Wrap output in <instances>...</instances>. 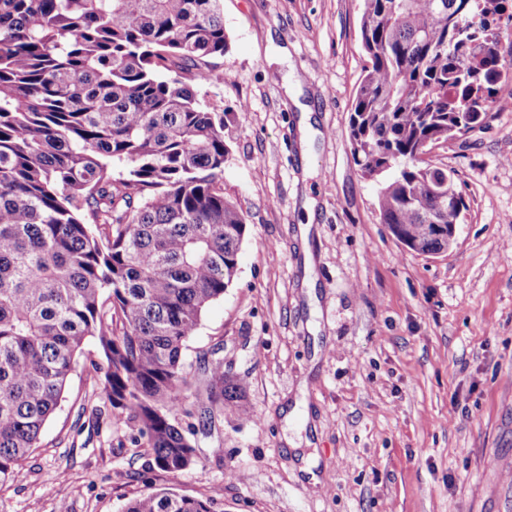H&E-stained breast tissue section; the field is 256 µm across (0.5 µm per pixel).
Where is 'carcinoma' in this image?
Segmentation results:
<instances>
[{"label":"carcinoma","mask_w":512,"mask_h":512,"mask_svg":"<svg viewBox=\"0 0 512 512\" xmlns=\"http://www.w3.org/2000/svg\"><path fill=\"white\" fill-rule=\"evenodd\" d=\"M499 2L362 0L350 152L380 183V222L419 254L441 253L464 208L421 154L494 101L499 42L472 34ZM229 48L223 0H0V486L89 337L102 397L163 471L196 463L215 414L250 416L221 358L204 361L205 407L183 362L247 235L222 182L229 113L196 89L221 83ZM123 512L211 510L161 490Z\"/></svg>","instance_id":"carcinoma-1"}]
</instances>
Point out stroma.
<instances>
[{"mask_svg": "<svg viewBox=\"0 0 512 512\" xmlns=\"http://www.w3.org/2000/svg\"><path fill=\"white\" fill-rule=\"evenodd\" d=\"M361 0H224V192L239 272L184 349L214 352L251 415L216 416L167 473L105 403L95 340L0 512H121L169 489L211 512H512V76L488 122L436 146L465 202L424 256L377 211L348 140L367 57Z\"/></svg>", "mask_w": 512, "mask_h": 512, "instance_id": "stroma-1", "label": "stroma"}]
</instances>
